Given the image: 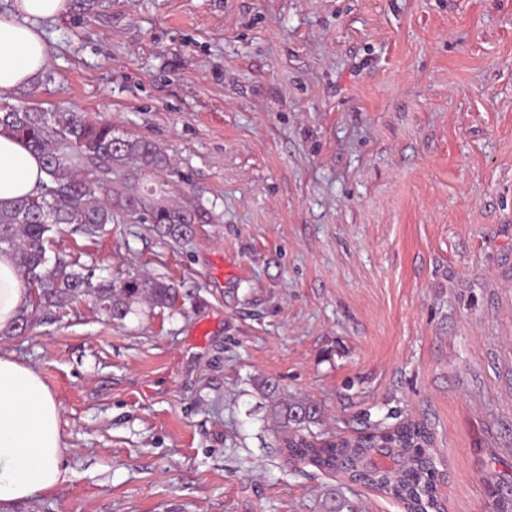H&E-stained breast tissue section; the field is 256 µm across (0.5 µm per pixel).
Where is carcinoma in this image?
<instances>
[{
	"instance_id": "obj_1",
	"label": "carcinoma",
	"mask_w": 512,
	"mask_h": 512,
	"mask_svg": "<svg viewBox=\"0 0 512 512\" xmlns=\"http://www.w3.org/2000/svg\"><path fill=\"white\" fill-rule=\"evenodd\" d=\"M0 129L25 142L43 158L47 180L39 190L0 206V253L11 254L24 280L37 281L39 301L22 312L4 334L27 330L32 312L59 307L80 296L92 295L114 319H123L142 299L171 307L177 289L154 278H130L118 284L93 283V274L77 260L55 257L48 264L45 243L61 225L70 232L97 236L108 224L143 222L159 233L184 239L203 222L204 210L187 201L171 203L165 190L145 193L124 185L148 173L164 172L169 157L145 136L119 134L109 123H96L75 112L47 113L33 107L0 102ZM278 423L280 450L291 462H311L403 503L407 512H426L435 498V471L430 457L433 437L422 423H402L341 436L317 439L311 427L322 410L303 399L279 400L271 406ZM385 445L396 448L404 464L393 473L364 470L359 462L367 451Z\"/></svg>"
}]
</instances>
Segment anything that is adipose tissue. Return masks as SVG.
<instances>
[{
  "mask_svg": "<svg viewBox=\"0 0 512 512\" xmlns=\"http://www.w3.org/2000/svg\"><path fill=\"white\" fill-rule=\"evenodd\" d=\"M68 0H12L0 12V100L31 86L49 64L41 20ZM46 175L38 154L0 133V205L33 194ZM29 292L10 255L0 254V330L27 306ZM61 407L41 374L0 355V508L52 492L65 479Z\"/></svg>",
  "mask_w": 512,
  "mask_h": 512,
  "instance_id": "adipose-tissue-1",
  "label": "adipose tissue"
}]
</instances>
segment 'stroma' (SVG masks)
Here are the masks:
<instances>
[{
    "mask_svg": "<svg viewBox=\"0 0 512 512\" xmlns=\"http://www.w3.org/2000/svg\"><path fill=\"white\" fill-rule=\"evenodd\" d=\"M41 27L12 104L155 141L211 220L51 234L179 300L117 321L82 296L0 335L67 449L12 512H404L286 462L266 380L321 439L424 423L448 512L512 500V0H106Z\"/></svg>",
    "mask_w": 512,
    "mask_h": 512,
    "instance_id": "stroma-1",
    "label": "stroma"
}]
</instances>
